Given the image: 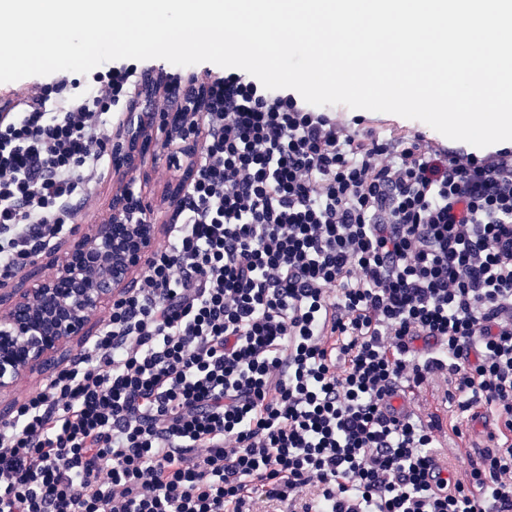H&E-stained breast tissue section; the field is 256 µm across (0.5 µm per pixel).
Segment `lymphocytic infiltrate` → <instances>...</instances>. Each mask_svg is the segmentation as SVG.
Segmentation results:
<instances>
[{
  "mask_svg": "<svg viewBox=\"0 0 512 512\" xmlns=\"http://www.w3.org/2000/svg\"><path fill=\"white\" fill-rule=\"evenodd\" d=\"M194 176L137 286L0 424V512H479L428 481L436 423L387 417L428 375L512 428V151L381 137L236 73L204 101ZM122 61L0 105V278L89 208ZM512 512V446L486 457Z\"/></svg>",
  "mask_w": 512,
  "mask_h": 512,
  "instance_id": "f902f5d3",
  "label": "lymphocytic infiltrate"
}]
</instances>
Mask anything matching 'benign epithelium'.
<instances>
[{"label": "benign epithelium", "instance_id": "1", "mask_svg": "<svg viewBox=\"0 0 512 512\" xmlns=\"http://www.w3.org/2000/svg\"><path fill=\"white\" fill-rule=\"evenodd\" d=\"M122 131L123 141L113 147V167L118 170L138 168L157 131L179 134L187 154L193 146L192 133L180 129L173 112H145L137 123L128 120ZM132 211L150 214L143 193L125 190L114 196L113 217L73 240L55 274L35 281L0 313V390L68 339L83 335L98 308L124 293L132 275L143 270L155 246L154 225L122 223L120 216Z\"/></svg>", "mask_w": 512, "mask_h": 512}]
</instances>
